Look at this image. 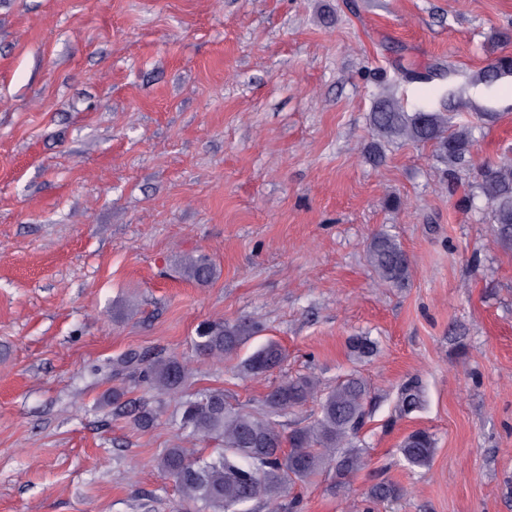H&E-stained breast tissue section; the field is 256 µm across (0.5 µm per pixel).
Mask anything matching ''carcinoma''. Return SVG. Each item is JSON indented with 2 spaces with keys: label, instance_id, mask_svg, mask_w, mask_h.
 Here are the masks:
<instances>
[{
  "label": "carcinoma",
  "instance_id": "obj_1",
  "mask_svg": "<svg viewBox=\"0 0 512 512\" xmlns=\"http://www.w3.org/2000/svg\"><path fill=\"white\" fill-rule=\"evenodd\" d=\"M403 79L430 82L442 75V68L430 65L423 71L411 67L400 70ZM512 75V57L498 58L488 64L475 81L491 85ZM374 139L367 153L375 160L382 157L385 144L411 142L432 144L435 160L448 166V174L467 163L474 145L477 125L455 128L448 115L419 104L408 111L401 102L385 96L373 107L369 116ZM476 189L490 208V223L496 225L503 240L512 241V159L504 157L478 169ZM367 260L384 285L402 288L409 281V259L401 244L386 233L374 234L367 247ZM189 278L199 284L209 282L212 268L203 257H190L185 262ZM255 333L249 321L212 322L201 328L194 340L195 352L212 359H223L237 353ZM351 347L362 356L377 352V344L366 336L351 339ZM284 360L280 345L268 341L260 345L238 365L244 377L266 375ZM112 378L143 385L160 396L178 399L179 428L187 439L213 438L221 442L214 453L204 456L193 448H167L159 456L157 466L178 488L181 500L195 506L193 512H250L249 504L257 499L265 502L269 512H297L299 501L290 496L297 485L310 482L326 469L336 472V491L344 490L349 478L365 465L362 449L354 445L363 426L368 390L365 383L350 376L327 390L307 375L286 378L265 397L258 411L234 407L222 389H207L183 398L190 369L188 362L175 356L148 357L130 352L108 364ZM125 388L116 387L106 403L132 418L141 429L152 427L157 410L141 405L121 403ZM319 399V412L311 421L284 433L279 417L308 401ZM420 384L403 386L396 407L409 415L422 407ZM436 450L433 435L418 429L405 437L400 445L403 460L411 467L427 466ZM403 497V490L391 482L372 485L363 493L365 509L375 503H392Z\"/></svg>",
  "mask_w": 512,
  "mask_h": 512
}]
</instances>
